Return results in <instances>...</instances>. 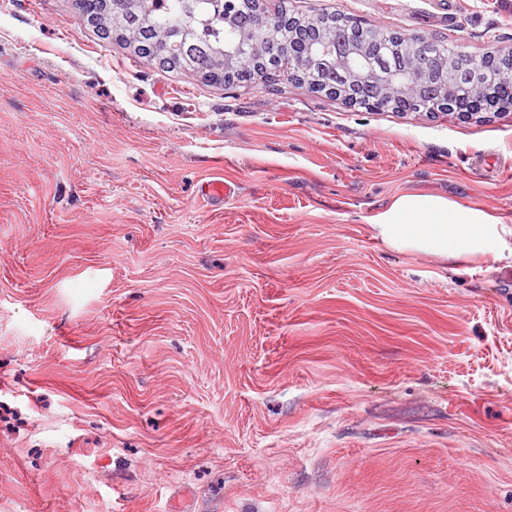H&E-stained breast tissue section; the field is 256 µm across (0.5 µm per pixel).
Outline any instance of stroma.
Here are the masks:
<instances>
[{
	"label": "stroma",
	"mask_w": 512,
	"mask_h": 512,
	"mask_svg": "<svg viewBox=\"0 0 512 512\" xmlns=\"http://www.w3.org/2000/svg\"><path fill=\"white\" fill-rule=\"evenodd\" d=\"M261 5L512 51V0ZM404 194L512 225V107L227 87L0 0V512H512V259L376 242ZM235 193V189L223 181H207L201 185L200 194L212 207L220 208Z\"/></svg>",
	"instance_id": "1"
}]
</instances>
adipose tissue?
Wrapping results in <instances>:
<instances>
[{"mask_svg": "<svg viewBox=\"0 0 512 512\" xmlns=\"http://www.w3.org/2000/svg\"><path fill=\"white\" fill-rule=\"evenodd\" d=\"M373 237L398 250L473 264L504 259L512 226L467 205L438 197L403 195L372 226Z\"/></svg>", "mask_w": 512, "mask_h": 512, "instance_id": "adipose-tissue-1", "label": "adipose tissue"}]
</instances>
